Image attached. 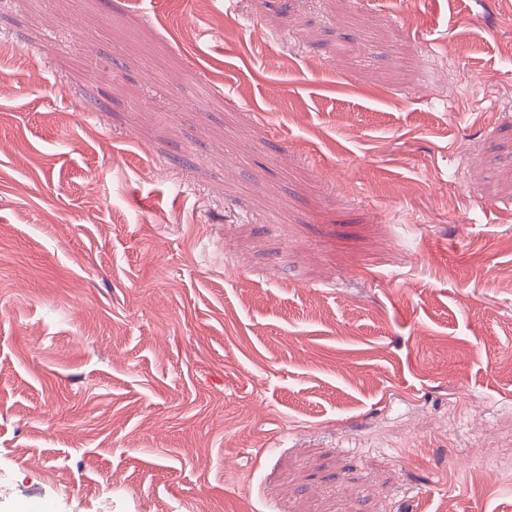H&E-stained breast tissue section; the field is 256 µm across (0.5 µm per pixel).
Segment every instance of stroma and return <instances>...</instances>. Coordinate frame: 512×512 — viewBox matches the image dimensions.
I'll list each match as a JSON object with an SVG mask.
<instances>
[{
  "label": "stroma",
  "instance_id": "1",
  "mask_svg": "<svg viewBox=\"0 0 512 512\" xmlns=\"http://www.w3.org/2000/svg\"><path fill=\"white\" fill-rule=\"evenodd\" d=\"M512 0H0V512H512Z\"/></svg>",
  "mask_w": 512,
  "mask_h": 512
}]
</instances>
